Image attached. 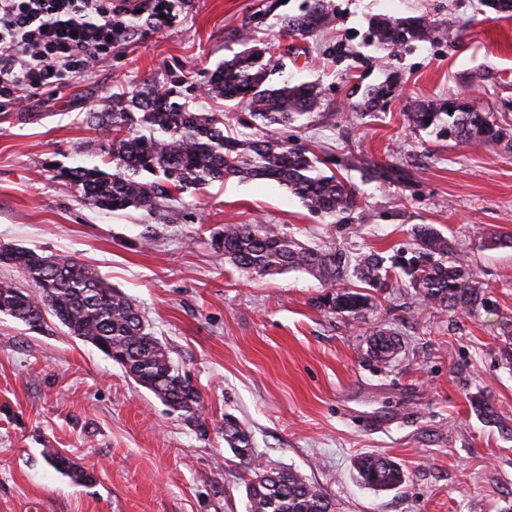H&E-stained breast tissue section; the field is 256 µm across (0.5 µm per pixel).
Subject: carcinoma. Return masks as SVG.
<instances>
[{
	"label": "carcinoma",
	"instance_id": "carcinoma-1",
	"mask_svg": "<svg viewBox=\"0 0 512 512\" xmlns=\"http://www.w3.org/2000/svg\"><path fill=\"white\" fill-rule=\"evenodd\" d=\"M333 23L330 0H309L302 13L284 21L290 35L304 38L318 35ZM369 29L377 43L391 51L409 42L427 41L438 32L423 17L387 15L371 18ZM266 54L267 50L252 47L224 61L209 79L211 93L247 108L245 125L253 130L251 136H226L221 120L172 100L168 89L146 84L130 97L124 92L112 94V110L90 113L98 127L112 134L102 164L83 160L61 170L57 177L78 190L84 203L106 212L133 208L163 219L188 190L239 177L274 182L299 198L310 212L336 217L340 224L367 220L357 189L331 171L327 161L303 145L270 134V127L294 124L312 112L319 104L320 90L307 82L274 81L275 65ZM388 93L382 86L366 89L364 105L375 109ZM406 117L418 130L472 146L512 141L511 130L491 122L462 97L417 103ZM367 176L384 184L410 180L409 171L390 163L371 168ZM411 235V257L402 256L391 264L376 251L354 258L337 247L312 248L276 224H226L216 247L225 262L249 274L272 276L290 270L310 274L328 289L317 304L330 314L364 317L376 305L373 294L392 287L395 267L429 306L467 314L487 309L489 299L482 283L448 236L433 224H416ZM0 264L18 269L32 283V289L24 291L12 282L0 281V314L38 332L49 328L46 316L55 317L70 335L93 344L136 384L197 431L207 432L199 392L182 380L169 349L148 331L129 297L113 290L76 259H53L34 250L1 247ZM352 279L361 286H349ZM401 349L400 338L391 330L373 333L370 351L377 360L389 363ZM474 409L485 422L512 433L508 413L483 398L475 399ZM224 442L240 462L251 467L249 512H332V502L321 489L289 470H267L256 464L249 432L227 414ZM45 457L75 483L94 481L93 473L55 450H48ZM356 471L362 483L375 488H395L404 481L402 470L383 455L361 457Z\"/></svg>",
	"mask_w": 512,
	"mask_h": 512
}]
</instances>
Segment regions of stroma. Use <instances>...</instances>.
<instances>
[{
  "instance_id": "obj_1",
  "label": "stroma",
  "mask_w": 512,
  "mask_h": 512,
  "mask_svg": "<svg viewBox=\"0 0 512 512\" xmlns=\"http://www.w3.org/2000/svg\"><path fill=\"white\" fill-rule=\"evenodd\" d=\"M176 2L174 22L137 29L91 77L0 106V247L80 260L133 299L198 390L208 432L60 324L38 334L0 314V512H248L251 474L224 441L228 414L251 434L256 463L299 474L334 512H512V437L472 405L482 397L512 413V248L480 246L490 231H512V147L438 139L405 118L414 102L461 96L512 129V14L481 0H331L333 25L302 40L281 21L306 0ZM375 15L421 16L439 31L389 53L369 32ZM246 30L256 46L282 47L276 80L320 85L306 125L274 134L334 156L368 223L347 231L275 184L231 178L183 194L158 224L139 210L94 209L57 178L108 143L87 113L146 83L248 136L239 108L207 84L243 50ZM385 83L384 112L364 115L354 86ZM389 162L411 170V183L365 176ZM227 224H281L313 246L387 257L408 246L412 225L432 224L467 253L495 309L427 308L401 281L364 318L332 315L305 272L257 276L224 263L212 237ZM382 328L402 341L387 364L369 350ZM49 448L93 469V484L58 473ZM369 453L397 462L404 483L358 482L355 463Z\"/></svg>"
}]
</instances>
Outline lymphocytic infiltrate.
I'll return each mask as SVG.
<instances>
[{"instance_id": "f902f5d3", "label": "lymphocytic infiltrate", "mask_w": 512, "mask_h": 512, "mask_svg": "<svg viewBox=\"0 0 512 512\" xmlns=\"http://www.w3.org/2000/svg\"><path fill=\"white\" fill-rule=\"evenodd\" d=\"M171 0H0V100L88 77L127 15L172 22Z\"/></svg>"}]
</instances>
